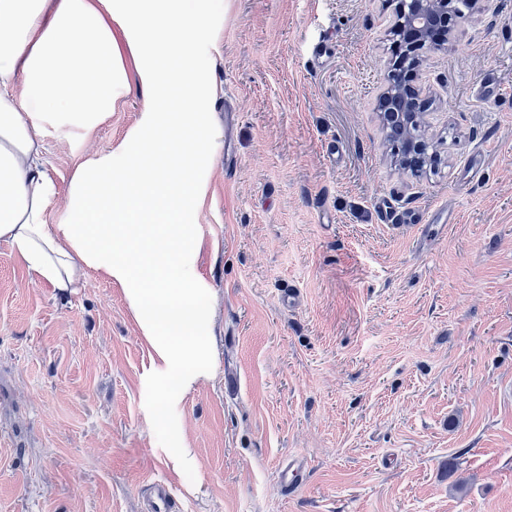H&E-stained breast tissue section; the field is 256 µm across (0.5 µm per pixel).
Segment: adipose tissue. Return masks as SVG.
<instances>
[{
  "mask_svg": "<svg viewBox=\"0 0 512 512\" xmlns=\"http://www.w3.org/2000/svg\"><path fill=\"white\" fill-rule=\"evenodd\" d=\"M198 2L0 0V240L59 291L79 287L89 268L124 288L171 390L210 336L196 222L219 133L198 113L161 112L154 101L207 91L188 50L207 22ZM133 81L145 101L138 125L110 155L77 168L64 219L48 223L54 185L39 129L94 131Z\"/></svg>",
  "mask_w": 512,
  "mask_h": 512,
  "instance_id": "adipose-tissue-1",
  "label": "adipose tissue"
}]
</instances>
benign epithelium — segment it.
Instances as JSON below:
<instances>
[{"mask_svg": "<svg viewBox=\"0 0 512 512\" xmlns=\"http://www.w3.org/2000/svg\"><path fill=\"white\" fill-rule=\"evenodd\" d=\"M484 0H397L389 29L394 48L388 84L378 99L384 124L425 127L428 100L416 85L423 53L448 38L455 25L482 9Z\"/></svg>", "mask_w": 512, "mask_h": 512, "instance_id": "1", "label": "benign epithelium"}]
</instances>
